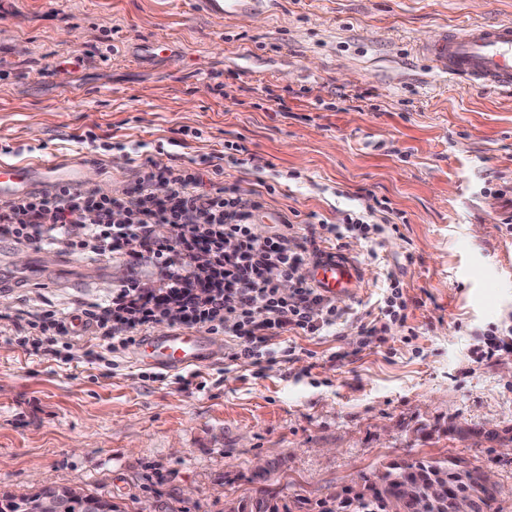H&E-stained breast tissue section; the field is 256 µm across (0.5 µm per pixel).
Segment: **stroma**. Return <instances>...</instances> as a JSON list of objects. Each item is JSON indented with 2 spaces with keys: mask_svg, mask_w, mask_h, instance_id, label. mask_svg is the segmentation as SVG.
Masks as SVG:
<instances>
[{
  "mask_svg": "<svg viewBox=\"0 0 512 512\" xmlns=\"http://www.w3.org/2000/svg\"><path fill=\"white\" fill-rule=\"evenodd\" d=\"M189 0H0V163L86 159L90 187L129 190L145 155L221 164L264 211L333 224L374 200L371 240L339 250L360 270L338 335L292 334L293 355L254 370L198 368L203 389L139 365L90 334L52 355L15 342L27 313L74 317L114 288L158 281L124 253L84 280L91 255L44 282L14 247L0 280V500L82 489L120 512H224L277 494L316 512L359 473L411 458L490 471L512 512V352L477 360L490 328L512 331V94L431 72L417 45L442 26L512 22V0H273L224 23ZM159 55L138 60L136 44ZM93 133L100 147L80 142ZM251 164L224 157L225 142ZM394 272L406 327H361Z\"/></svg>",
  "mask_w": 512,
  "mask_h": 512,
  "instance_id": "obj_1",
  "label": "stroma"
}]
</instances>
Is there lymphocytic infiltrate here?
<instances>
[{
    "mask_svg": "<svg viewBox=\"0 0 512 512\" xmlns=\"http://www.w3.org/2000/svg\"><path fill=\"white\" fill-rule=\"evenodd\" d=\"M213 173L209 182L201 169L149 155L138 166L134 187L120 196L63 187L1 202L0 241L109 257L136 239L138 258L162 270L159 283L129 282L83 321L116 348L136 344L150 326L166 321L173 305L182 312L180 326L229 336L227 358L256 369L277 358L271 337L335 332L343 310L304 273L319 251L313 219L285 221L284 232L257 238L252 223L264 207L261 194L224 184L222 168ZM157 224L167 226V236L154 235ZM228 239L234 249H225ZM202 246L211 260L198 276L193 258ZM286 281L293 285L288 295L280 290Z\"/></svg>",
    "mask_w": 512,
    "mask_h": 512,
    "instance_id": "f902f5d3",
    "label": "lymphocytic infiltrate"
}]
</instances>
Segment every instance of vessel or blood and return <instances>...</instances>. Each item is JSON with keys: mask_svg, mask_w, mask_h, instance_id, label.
<instances>
[{"mask_svg": "<svg viewBox=\"0 0 512 512\" xmlns=\"http://www.w3.org/2000/svg\"><path fill=\"white\" fill-rule=\"evenodd\" d=\"M268 0H192L195 12L215 22L265 10ZM423 55L439 74L470 84L512 91V22L444 27L424 44ZM85 165L78 159H61L35 165L0 164V202L37 195L65 186L86 188ZM311 283L323 293L347 297L356 288L359 271L348 258L333 252L321 254L307 268ZM224 343L201 330L173 328L143 337L136 347L140 364L163 372H180L222 359Z\"/></svg>", "mask_w": 512, "mask_h": 512, "instance_id": "b4317fda", "label": "vessel or blood"}]
</instances>
